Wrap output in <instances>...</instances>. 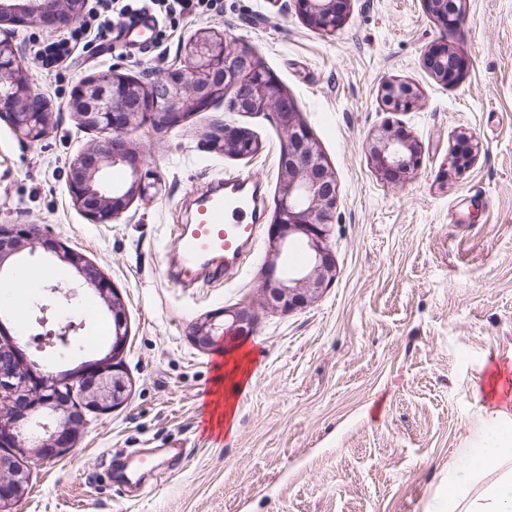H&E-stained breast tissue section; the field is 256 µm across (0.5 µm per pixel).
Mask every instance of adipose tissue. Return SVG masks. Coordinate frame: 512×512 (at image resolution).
<instances>
[{"instance_id":"1","label":"adipose tissue","mask_w":512,"mask_h":512,"mask_svg":"<svg viewBox=\"0 0 512 512\" xmlns=\"http://www.w3.org/2000/svg\"><path fill=\"white\" fill-rule=\"evenodd\" d=\"M461 454L432 512H512V414L498 411L488 433Z\"/></svg>"}]
</instances>
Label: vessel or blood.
I'll return each instance as SVG.
<instances>
[{"mask_svg":"<svg viewBox=\"0 0 512 512\" xmlns=\"http://www.w3.org/2000/svg\"><path fill=\"white\" fill-rule=\"evenodd\" d=\"M258 187L240 182L216 184L199 197L193 223L181 225L173 250L184 268L224 260L238 265L251 248L261 217Z\"/></svg>","mask_w":512,"mask_h":512,"instance_id":"b4317fda","label":"vessel or blood"}]
</instances>
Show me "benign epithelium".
<instances>
[{
	"mask_svg": "<svg viewBox=\"0 0 512 512\" xmlns=\"http://www.w3.org/2000/svg\"><path fill=\"white\" fill-rule=\"evenodd\" d=\"M295 11L309 25L324 32L339 26L350 0H292ZM428 13L445 27H452L462 15L465 0H423ZM84 0H0V25L32 24L60 26L76 23ZM188 64L169 69L164 77L149 85L124 76L88 77L71 93L70 108L82 127L96 130L109 126L112 136L78 154L70 164L68 188L74 204L96 224H107L123 213L136 198L148 195L151 184L142 179L143 159L124 133L150 120L157 129L179 126L191 112H204L235 89L233 104L238 112H252L259 106L272 111V119L286 135L279 161L278 208L268 236L271 262L263 286L266 306L290 311L316 298L334 277L335 263L327 243L328 226L334 223L337 208L336 179L325 163L322 151L302 120L297 103L284 94L276 81L263 76L250 52L222 37L198 36L184 46ZM423 68L435 79L449 85L458 82L465 62L448 47L438 43L422 56ZM11 79L0 86V119L25 141H37L47 130L49 105L30 84L27 63L13 44L0 40V70ZM383 101L396 112L411 110L418 93L407 81L393 80L381 89ZM213 151L239 158L255 154L259 144L244 127L216 122L207 135ZM479 143L462 133L452 152L454 169L460 174L476 161ZM370 153L376 169L386 180H399L410 173L421 156L417 142L406 132L386 126L371 139ZM123 166L128 180L114 186L104 179L107 170ZM305 244L307 260L276 273V259L292 243ZM42 246L61 262L75 269L84 283L93 287L112 314L110 356L119 354L128 335L126 313L102 271L83 255L46 237L36 224L0 225V277L13 270L5 263L25 249ZM256 323L250 306L215 313L193 328L195 344L206 349L219 340L229 343L250 333ZM84 323L62 316L48 331L49 345L67 356L71 340ZM87 405L98 411L111 409L124 398L127 383L115 369L94 362L76 372ZM0 392L9 404L0 411V447L14 448L30 439L35 455L51 460L71 448L86 419L71 404L70 385L51 374H36L26 367L21 349L10 344L0 348ZM29 475L9 453L0 452V512H10L23 498Z\"/></svg>",
	"mask_w": 512,
	"mask_h": 512,
	"instance_id": "benign-epithelium-1",
	"label": "benign epithelium"
}]
</instances>
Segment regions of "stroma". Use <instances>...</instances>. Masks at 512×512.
I'll list each match as a JSON object with an SVG mask.
<instances>
[{"mask_svg":"<svg viewBox=\"0 0 512 512\" xmlns=\"http://www.w3.org/2000/svg\"><path fill=\"white\" fill-rule=\"evenodd\" d=\"M287 2L221 0L219 15L176 17L128 55L94 62L85 51L50 70L35 49L69 29L18 32L52 116L35 142L0 121V224L39 225L107 275L125 303L127 343L114 364L130 386L111 411L85 409L88 426L72 450L44 462L23 446L29 486L12 512H427L461 448L493 411L512 412V0H466L451 28L421 0H352L332 34ZM204 31L246 47L295 99L336 179L335 276L290 311L268 309L261 292L284 140L270 112L234 114L260 143L245 159L206 145L224 118L221 101L171 130H129L160 190L112 223L90 221L68 192L72 159L103 138L71 112L74 85L115 66L134 79L162 76L184 65V45ZM441 40L467 63L453 86L421 65ZM393 79L416 88L411 111L382 100ZM385 126L404 128L422 149L419 168L396 182L369 154ZM463 131L481 150L459 175L450 149ZM229 176L265 186L254 248L229 279L179 284L166 257L174 229L189 221L190 198ZM24 263L59 287L40 294L49 316L63 314L66 290L94 295L43 249ZM239 306L253 307L257 323L232 351L194 344L197 322ZM35 316L25 308L19 326L11 310L0 311V327L33 370L57 375L110 349L104 304L87 318L77 355L52 365ZM245 351L254 361L235 400V429L208 432L201 415L215 365Z\"/></svg>","mask_w":512,"mask_h":512,"instance_id":"1","label":"stroma"}]
</instances>
